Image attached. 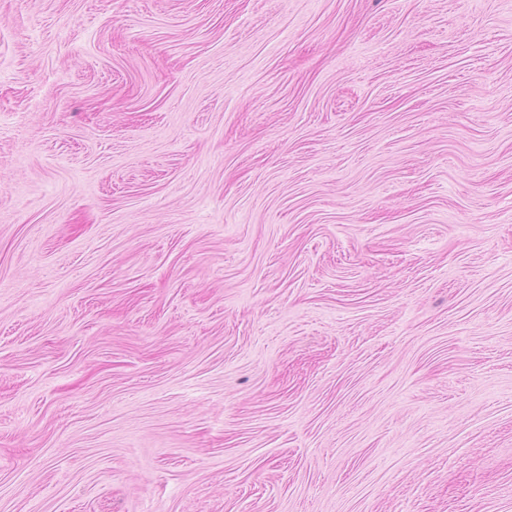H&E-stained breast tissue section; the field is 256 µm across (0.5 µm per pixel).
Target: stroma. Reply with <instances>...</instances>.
<instances>
[{
    "label": "stroma",
    "mask_w": 512,
    "mask_h": 512,
    "mask_svg": "<svg viewBox=\"0 0 512 512\" xmlns=\"http://www.w3.org/2000/svg\"><path fill=\"white\" fill-rule=\"evenodd\" d=\"M0 512H512V0H0Z\"/></svg>",
    "instance_id": "35a3bbf8"
}]
</instances>
